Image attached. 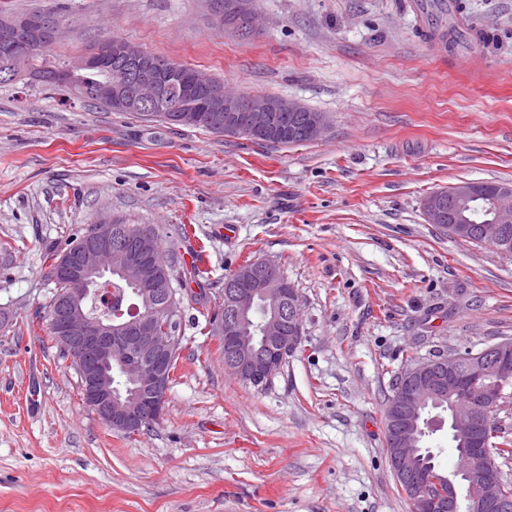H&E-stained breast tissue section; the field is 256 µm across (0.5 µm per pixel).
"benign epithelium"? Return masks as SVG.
<instances>
[{
	"label": "benign epithelium",
	"instance_id": "1",
	"mask_svg": "<svg viewBox=\"0 0 512 512\" xmlns=\"http://www.w3.org/2000/svg\"><path fill=\"white\" fill-rule=\"evenodd\" d=\"M206 5L220 22L227 14L244 18L247 25L234 29L243 37H252L259 30L255 0H206ZM61 24L59 18L45 22L26 20L30 39L37 45L50 43L52 30ZM116 51L126 59L130 75L128 88H117L112 94L115 111L163 109L173 113L172 121L176 123L189 124L200 116L215 127L238 121L251 135L259 137L271 133L280 116L288 119L289 132L314 140L330 125L326 113L308 112L296 100L222 89L202 71L185 76L176 64L156 60L135 44L119 45ZM98 65V58L83 55L51 78L65 83L75 72ZM177 82L200 93L201 115L183 111L173 102L171 88ZM480 198L476 182L451 184L426 196L425 217L430 224H450L452 236L461 241L512 245L508 238L512 229V191L499 192L491 200L488 218L472 224L468 222V209ZM145 234L144 230L110 221L89 225L79 246L59 260L57 274L69 281L71 289L53 302L51 320L69 361L80 371L85 405L110 428L126 433H136L146 422L162 418L171 377L169 363L178 346L177 338L167 327H159L158 320L175 318L181 305L168 296L170 282L158 281L160 271L167 269L163 254L138 250V240ZM275 268L269 261L258 260L237 269L225 284L224 314L214 324L224 345L225 369L258 387L280 368L281 356L275 347L292 350L302 339L299 295ZM114 272L140 288L141 303L130 308V320L117 325L110 317L83 304L89 296L108 306L112 304ZM261 300L271 304L273 313L261 326L262 344L258 346L241 335L240 326ZM503 352L504 346L499 344L486 348L471 362L465 378L459 373V356L452 353L434 368L428 363L408 368L405 381L394 388L386 409L387 454L390 466L401 479L413 478L415 452L409 427L421 417L425 400L444 394L453 398L452 424L456 436L462 439L473 437V426L479 418L489 426L496 422L504 382L481 390L477 397L465 383L475 384L490 373L511 381L512 374L499 360ZM116 364L123 377L138 383L137 395L112 394V366ZM490 456L489 448L461 449L447 490L420 487L411 501V512H456L461 500L466 502L467 512H512V501L498 494L496 478L489 471Z\"/></svg>",
	"mask_w": 512,
	"mask_h": 512
}]
</instances>
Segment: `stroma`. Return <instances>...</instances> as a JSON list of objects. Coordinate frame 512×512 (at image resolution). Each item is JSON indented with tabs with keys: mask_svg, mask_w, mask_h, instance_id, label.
<instances>
[{
	"mask_svg": "<svg viewBox=\"0 0 512 512\" xmlns=\"http://www.w3.org/2000/svg\"><path fill=\"white\" fill-rule=\"evenodd\" d=\"M68 2L47 64L118 37L331 126L272 145L0 84V512H410L386 453L396 376L512 341V259L422 208L453 183H512V0H460L494 41L452 52L417 0H259L250 38L204 0ZM106 218L155 227L186 289L201 252L210 300L243 261L275 263L299 349L252 386L183 306L162 419L112 430L41 323L48 253Z\"/></svg>",
	"mask_w": 512,
	"mask_h": 512,
	"instance_id": "stroma-1",
	"label": "stroma"
}]
</instances>
